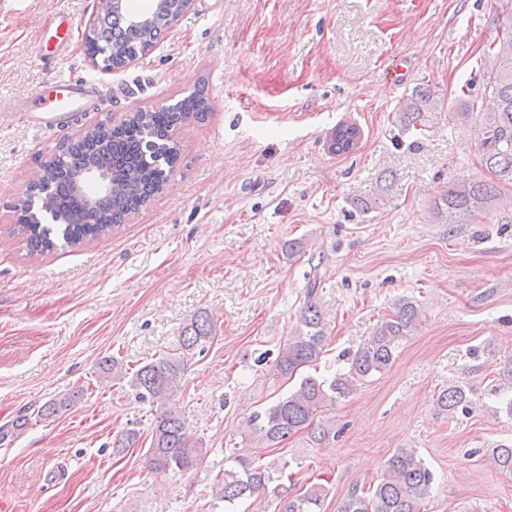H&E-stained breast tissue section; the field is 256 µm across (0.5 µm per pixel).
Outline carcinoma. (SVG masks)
<instances>
[{
    "mask_svg": "<svg viewBox=\"0 0 512 512\" xmlns=\"http://www.w3.org/2000/svg\"><path fill=\"white\" fill-rule=\"evenodd\" d=\"M182 7V0H155L147 13L149 21L135 25L128 0H121L112 14L101 17L85 35V52L92 59H101L106 68H121L126 60L146 55L172 26ZM495 56V68L486 78L493 107L485 113L478 135L481 163L493 179L449 184L436 202L437 213L446 224L472 222L492 208L499 193L498 182L512 184V24L505 30ZM438 109L439 100L431 86L420 84L399 103V126L407 132L419 130ZM208 112L203 95L192 93L170 107L132 113L113 126L105 138L88 133L61 143L57 148L59 161L53 166L43 165L41 182L32 185L34 194L44 195L45 208L55 223H43V214L30 210L25 203L16 206L17 229L25 237L30 255L53 251L58 235L68 245L95 239L145 207L162 192L179 164L180 146L174 131L191 120H204ZM361 138L357 124L341 122L332 131L328 150L339 157L350 155ZM99 168L111 175L112 193L90 199L77 189L76 183L82 173ZM315 295L316 282L312 281L300 311L298 333L276 358V375L288 379L298 375V385L287 396L253 412L246 421L248 436L266 446H277L303 429L311 430L315 441L325 439L326 431L314 427L317 414L347 396L356 382L389 369L400 343L420 322L419 306L402 299L396 304L394 315L380 323L352 353L347 372L330 380L305 375L303 371L317 367L326 341L324 313ZM214 331L209 315L200 311L182 328L181 351L162 355L132 373L112 356L98 363L99 379L126 378L141 399L161 404L146 451V462L155 471H186L198 465L205 455L202 443L189 435L184 414L170 400L183 387L187 354L204 350L206 344L213 342ZM79 394L77 390L50 399L42 409L43 415L68 410ZM437 404L450 416L466 412L465 387L448 386L439 394ZM28 425L25 415L0 425V445L13 442ZM492 456L499 469L512 471V444L498 445ZM234 462L224 469V478L217 484V496L227 509L265 491L276 480L270 467L257 465L243 454L235 456ZM433 483L432 470L417 452L401 448L388 458L377 483L367 489L353 486L337 512H429L427 501ZM328 493L322 484H312L294 496L283 488L279 492L280 512H322Z\"/></svg>",
    "mask_w": 512,
    "mask_h": 512,
    "instance_id": "carcinoma-1",
    "label": "carcinoma"
}]
</instances>
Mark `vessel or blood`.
Wrapping results in <instances>:
<instances>
[{
	"label": "vessel or blood",
	"mask_w": 512,
	"mask_h": 512,
	"mask_svg": "<svg viewBox=\"0 0 512 512\" xmlns=\"http://www.w3.org/2000/svg\"><path fill=\"white\" fill-rule=\"evenodd\" d=\"M49 28L55 33L56 41L52 56L57 59L67 54L72 45L70 28L61 18L50 23ZM97 91L96 84L90 80H59L55 83L54 96H34L23 106L16 108L12 117L14 121L38 132L57 131L63 128L75 113L84 111L87 97Z\"/></svg>",
	"instance_id": "b4317fda"
}]
</instances>
